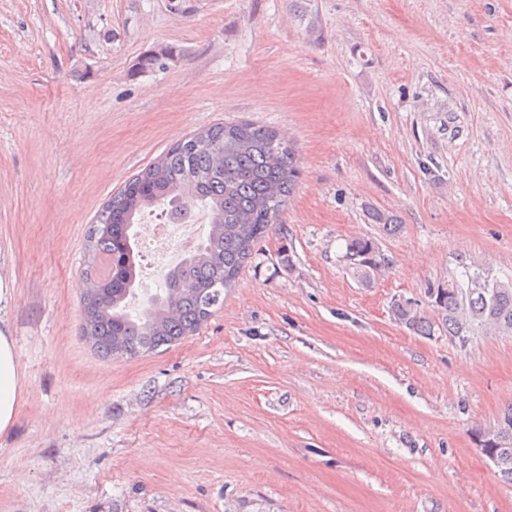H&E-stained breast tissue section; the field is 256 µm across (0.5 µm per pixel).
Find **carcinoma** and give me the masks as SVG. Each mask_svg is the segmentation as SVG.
<instances>
[{"mask_svg": "<svg viewBox=\"0 0 512 512\" xmlns=\"http://www.w3.org/2000/svg\"><path fill=\"white\" fill-rule=\"evenodd\" d=\"M300 175L295 146L273 128L248 121L214 125L178 143L144 168L99 212L91 227L92 259L87 283L103 277L102 264L112 254L125 258L121 272L83 303L89 341L107 356L129 358L172 346L193 334L210 309L222 302L254 245L278 223ZM207 206L211 230L196 250L167 275L165 295L152 297L133 317L124 301L135 292L136 255L128 228L134 217L153 205H166L180 217L196 203ZM372 223L395 235L401 224L381 210L368 211ZM345 258L353 275L369 283L384 265L370 239H353ZM466 280L451 278L426 289L435 317L408 302H395L396 321L420 336L441 328L465 338L475 328L492 326L512 334V279L502 282L479 272ZM493 455L507 454L508 470L500 478L512 484V406L498 422L472 429Z\"/></svg>", "mask_w": 512, "mask_h": 512, "instance_id": "1", "label": "carcinoma"}]
</instances>
